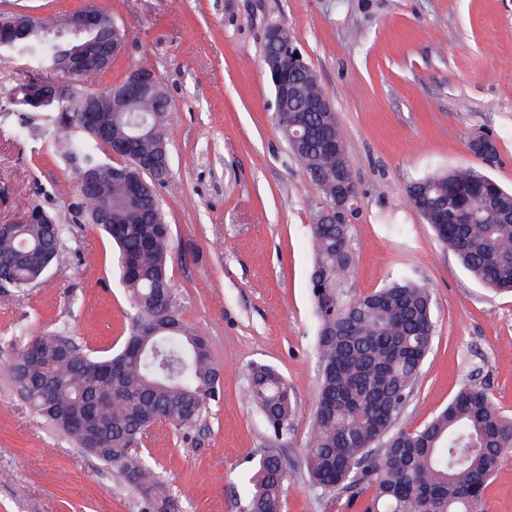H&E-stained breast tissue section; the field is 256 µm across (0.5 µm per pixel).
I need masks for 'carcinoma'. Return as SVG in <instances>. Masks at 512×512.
Returning a JSON list of instances; mask_svg holds the SVG:
<instances>
[{
    "instance_id": "carcinoma-1",
    "label": "carcinoma",
    "mask_w": 512,
    "mask_h": 512,
    "mask_svg": "<svg viewBox=\"0 0 512 512\" xmlns=\"http://www.w3.org/2000/svg\"><path fill=\"white\" fill-rule=\"evenodd\" d=\"M103 26L115 32L121 52L127 30L112 13L100 11ZM23 31L0 43V53L41 55L37 65L51 73L76 47L57 39L58 25L25 14L9 16ZM278 42L263 45L267 71L282 61L280 44L294 41L276 24ZM298 89L279 103L280 131L292 156L315 185L322 201L336 202V158L325 154L323 136L343 140L333 112H311L322 92L305 72L290 75ZM33 83L17 80L0 94L19 110L15 131L39 140L61 155L76 189L72 210L102 229L118 248L116 268L133 314L122 345L97 355L72 336L57 331L39 336L0 338L12 351L13 383L30 409L85 454L112 468L123 482L145 494L155 475L136 447L163 423L196 424L219 394L220 372L204 336L183 320L182 302L171 283L168 263L171 227L157 188L169 180L143 175L141 194L132 199L113 171L132 158L112 155V142L136 138L135 152L170 162L166 126L169 101L162 84L134 112L118 111L112 87L98 91L97 112L87 121L83 97L60 101L45 88L41 103ZM94 174L96 182L84 184ZM421 196L481 209L480 224H440L424 219L478 282L512 291V192L471 167H458L415 181ZM28 224H0V288L22 291L65 261L63 225L40 207ZM313 250L311 288L318 318L321 364L317 403L305 443L309 487L333 501L348 494L358 512H485L484 491L498 463L512 457V418L503 416L488 393L466 385L423 427H397L414 395L434 337L430 289L399 272L383 287L347 302L339 288L354 270L351 225H310ZM248 398L273 434L288 435L294 394L277 371L257 365L250 373ZM288 472L278 456L266 454L244 488L243 512H275L282 507Z\"/></svg>"
}]
</instances>
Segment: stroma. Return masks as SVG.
I'll return each mask as SVG.
<instances>
[{
	"mask_svg": "<svg viewBox=\"0 0 512 512\" xmlns=\"http://www.w3.org/2000/svg\"><path fill=\"white\" fill-rule=\"evenodd\" d=\"M129 30L111 69L78 90L151 69L170 101L171 179L159 202L172 228L169 273L183 318L206 337L223 393L190 429L166 427L142 454L150 494L53 432L21 401L0 353V512H240L263 454L289 474L284 512H349L308 486L305 442L317 401L318 321L309 286L317 192L276 122L262 46L285 24L316 71L360 191L355 274L344 298L405 272L430 289L435 336L398 427L415 429L465 385L512 415V295L476 282L411 205L414 180L460 166L512 190V0H0V12L69 14L86 4ZM490 136L493 162L469 141ZM62 162L0 113V224L34 205L56 212L67 262L25 293L0 289V336L63 331L99 354L132 313L111 241L71 209ZM276 369L296 411L287 439L246 393L252 366Z\"/></svg>",
	"mask_w": 512,
	"mask_h": 512,
	"instance_id": "obj_1",
	"label": "stroma"
}]
</instances>
